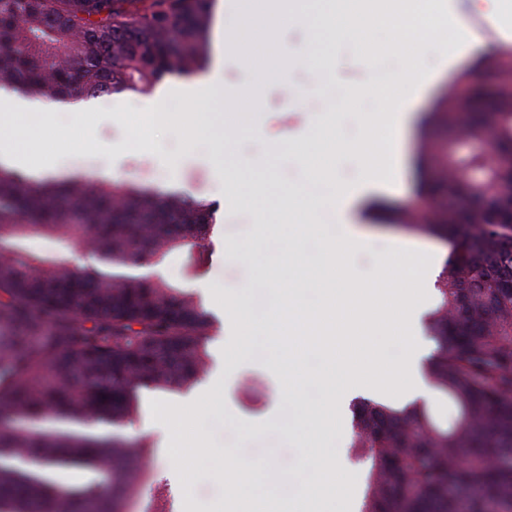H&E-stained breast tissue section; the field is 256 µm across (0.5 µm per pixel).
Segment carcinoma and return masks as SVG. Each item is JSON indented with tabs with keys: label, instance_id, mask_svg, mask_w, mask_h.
<instances>
[{
	"label": "carcinoma",
	"instance_id": "cac0c4a2",
	"mask_svg": "<svg viewBox=\"0 0 512 512\" xmlns=\"http://www.w3.org/2000/svg\"><path fill=\"white\" fill-rule=\"evenodd\" d=\"M214 0H0V89L50 102L146 94L164 75L204 69ZM489 94L456 90L433 121L457 140L512 146V56L486 72ZM421 191L463 203L433 221L371 206L378 221L439 238L448 253L426 321L425 368L446 412L374 398L350 402L357 512H512V162L432 152ZM481 171L484 179L468 173ZM217 207L133 180L35 182L0 165V512H112L139 478L147 441L140 391L179 393L210 360L211 314L194 293L136 270L206 246ZM46 239L56 245L43 250ZM104 256L70 268L75 247Z\"/></svg>",
	"mask_w": 512,
	"mask_h": 512
}]
</instances>
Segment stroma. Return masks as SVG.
<instances>
[{
  "label": "stroma",
  "mask_w": 512,
  "mask_h": 512,
  "mask_svg": "<svg viewBox=\"0 0 512 512\" xmlns=\"http://www.w3.org/2000/svg\"><path fill=\"white\" fill-rule=\"evenodd\" d=\"M455 4L461 30L473 38L471 51L447 69L443 63L453 44H436L424 66L430 81L420 90L409 84L401 87L399 99L411 101L420 119L434 111L441 91L454 87L475 64L488 66L512 53L511 14L485 18L472 13L469 0ZM384 39V33H373L362 57L353 34L340 32L312 61L303 63L298 55L309 48L310 35L306 29L286 25L276 42L267 45V56L275 60L270 69L257 72L235 58H225L223 102L198 101L193 111L223 121L236 92L250 91L251 107L228 154L194 138L190 120L177 127L154 112L156 94L182 84L176 75L164 76L146 95L123 92L97 98L93 110L59 105L57 111L44 114L34 137L20 143L19 154L43 159L46 175L69 170L104 182L134 180L218 206L209 245L188 255L168 256L143 270L148 277L191 289L215 321L209 331L208 369L191 389L200 401L197 417L184 423L179 433H171L169 421L177 416L179 395L145 390L134 421L120 430L127 439L145 438L153 445L137 488L123 502V512H142L145 503H162L168 495L175 500L176 512H266L272 505L295 512L307 501L312 512H356L362 472L346 452L351 438L348 408L336 413L323 434L312 431L304 420L314 404V379L328 367L334 345L317 337L296 343L282 321L269 322L244 339L234 322L241 307H255L257 300L270 308L280 306L282 287L289 281L297 284L308 309L317 308L322 295L316 277L320 243L308 227L335 225L327 196L338 185L357 187L362 177L363 138L349 121L350 111H375L392 75L384 66L385 56L403 61L413 49L412 43L388 45ZM354 84L369 89L356 105L319 96L323 87L338 85L346 91ZM420 147L418 130H411L403 165L388 189L361 198L356 214L373 235L435 248L437 238L368 217L377 200L395 208L422 204L416 164ZM233 160L258 169L274 167L288 194L282 212H267L268 192L263 188L254 191L251 206L240 204V190L229 183ZM290 374L305 380L303 396L293 403L283 398ZM175 445L184 461L180 468L167 463ZM228 448L254 462L275 458L281 479L257 475L247 500L230 498L223 480V453ZM304 453L331 454L347 476L343 488L313 485L312 474L299 462Z\"/></svg>",
  "instance_id": "obj_1"
}]
</instances>
